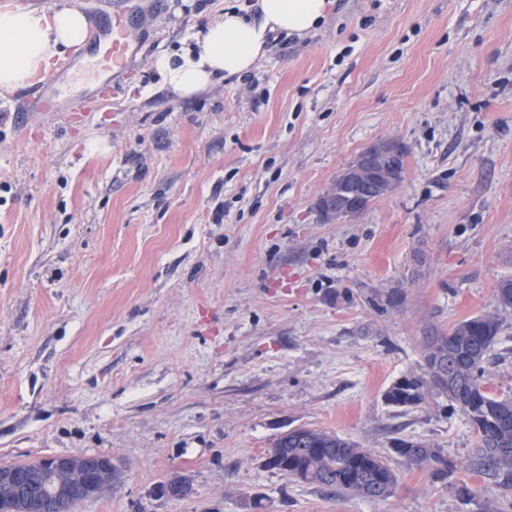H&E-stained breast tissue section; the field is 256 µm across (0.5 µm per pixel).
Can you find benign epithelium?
Returning <instances> with one entry per match:
<instances>
[{
	"instance_id": "1",
	"label": "benign epithelium",
	"mask_w": 512,
	"mask_h": 512,
	"mask_svg": "<svg viewBox=\"0 0 512 512\" xmlns=\"http://www.w3.org/2000/svg\"><path fill=\"white\" fill-rule=\"evenodd\" d=\"M405 148L398 140H380L364 149L339 174L354 186L370 184L381 196L395 191L403 180ZM354 196L343 197L331 185L322 192L315 210L324 222L342 212L356 210ZM47 470L0 467V502L12 512H65V509L99 498L112 489L120 467L110 456H56L48 458Z\"/></svg>"
}]
</instances>
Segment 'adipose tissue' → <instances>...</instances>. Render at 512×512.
Returning a JSON list of instances; mask_svg holds the SVG:
<instances>
[{"label":"adipose tissue","mask_w":512,"mask_h":512,"mask_svg":"<svg viewBox=\"0 0 512 512\" xmlns=\"http://www.w3.org/2000/svg\"><path fill=\"white\" fill-rule=\"evenodd\" d=\"M256 13L226 8L183 52L157 58L165 88L177 97L212 89L222 79L249 73L267 52L273 33L303 35L325 16L327 0H258ZM89 22L77 8L0 10V91L39 81L57 57L81 45Z\"/></svg>","instance_id":"obj_1"}]
</instances>
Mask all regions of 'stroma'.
<instances>
[{
    "mask_svg": "<svg viewBox=\"0 0 512 512\" xmlns=\"http://www.w3.org/2000/svg\"><path fill=\"white\" fill-rule=\"evenodd\" d=\"M247 0H160L137 61L85 112L0 94V464L110 455L74 512H481L392 453L474 437L443 398L397 408L425 327L512 279V0H328L249 74L179 98L152 66ZM394 138L403 181L362 215L317 197ZM405 295L382 311L375 293ZM488 385L512 398V310ZM309 426L386 456L392 497L263 465ZM182 477L188 490L163 496Z\"/></svg>",
    "mask_w": 512,
    "mask_h": 512,
    "instance_id": "stroma-1",
    "label": "stroma"
}]
</instances>
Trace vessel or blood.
Masks as SVG:
<instances>
[{
  "label": "vessel or blood",
  "mask_w": 512,
  "mask_h": 512,
  "mask_svg": "<svg viewBox=\"0 0 512 512\" xmlns=\"http://www.w3.org/2000/svg\"><path fill=\"white\" fill-rule=\"evenodd\" d=\"M88 42L93 52L94 70L78 69L71 60L64 62L59 74L47 84L24 92L27 108L42 112L67 111L89 97V86L95 80L102 78L108 86H115L138 51L130 15L122 9L113 11L105 23L93 27Z\"/></svg>",
  "instance_id": "vessel-or-blood-1"
}]
</instances>
